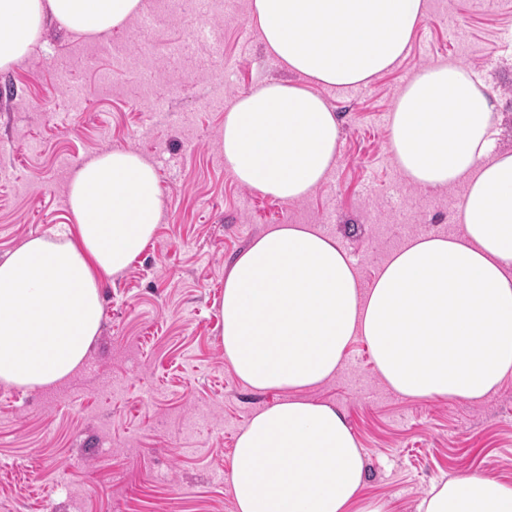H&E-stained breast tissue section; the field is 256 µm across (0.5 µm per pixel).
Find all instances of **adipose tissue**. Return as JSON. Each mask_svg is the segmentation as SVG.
Masks as SVG:
<instances>
[{"label": "adipose tissue", "mask_w": 512, "mask_h": 512, "mask_svg": "<svg viewBox=\"0 0 512 512\" xmlns=\"http://www.w3.org/2000/svg\"><path fill=\"white\" fill-rule=\"evenodd\" d=\"M143 0H0V69L24 61L44 21L79 35L122 28ZM426 0H253L249 22L294 80L239 94L224 114V163L242 185L306 198L335 166L340 127L320 87L369 83L402 59ZM474 72L421 70L390 116V150L413 185L462 187L458 235L424 234L369 285L321 229L270 227L224 279L221 342L236 376L286 397L240 430L236 512H392L363 495L364 455L344 417L306 399L363 338L384 384L415 399L479 402L512 377V152ZM73 222L0 259V382L38 389L79 369L98 335L104 280L126 270L163 218L157 171L112 150L69 186ZM419 512H512V484L460 472Z\"/></svg>", "instance_id": "adipose-tissue-1"}]
</instances>
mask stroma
<instances>
[{
  "label": "stroma",
  "mask_w": 512,
  "mask_h": 512,
  "mask_svg": "<svg viewBox=\"0 0 512 512\" xmlns=\"http://www.w3.org/2000/svg\"><path fill=\"white\" fill-rule=\"evenodd\" d=\"M155 26L110 36L48 26L0 70V256L70 221L68 185L89 158L137 152L157 168L164 218L138 259L101 288L103 318L85 365L53 386L0 384V512H236L235 440L282 392L244 385L218 327L235 257L275 224L332 225L362 284L407 239L461 231L463 190L407 184L388 148L407 82L450 60L496 101L512 151V0H427L408 52L368 84L322 88L340 125L335 168L288 204L239 184L224 165L226 107L291 75L248 23L251 0L197 12L145 0ZM310 399L344 416L364 454V492L417 512L432 487L469 470L512 482V378L480 402L411 399L352 342Z\"/></svg>",
  "instance_id": "35a3bbf8"
}]
</instances>
